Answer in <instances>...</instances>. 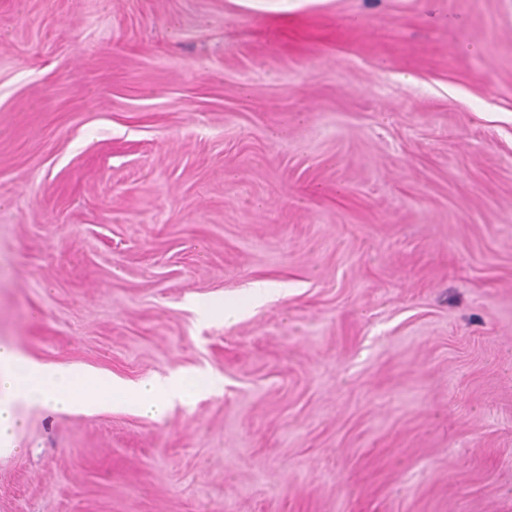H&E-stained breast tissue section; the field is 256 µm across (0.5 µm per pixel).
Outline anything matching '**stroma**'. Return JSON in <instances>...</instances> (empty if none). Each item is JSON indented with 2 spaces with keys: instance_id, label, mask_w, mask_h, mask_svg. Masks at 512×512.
Listing matches in <instances>:
<instances>
[{
  "instance_id": "1",
  "label": "stroma",
  "mask_w": 512,
  "mask_h": 512,
  "mask_svg": "<svg viewBox=\"0 0 512 512\" xmlns=\"http://www.w3.org/2000/svg\"><path fill=\"white\" fill-rule=\"evenodd\" d=\"M0 342L222 383L0 512H512V0H0Z\"/></svg>"
}]
</instances>
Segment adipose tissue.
Returning <instances> with one entry per match:
<instances>
[{
	"label": "adipose tissue",
	"instance_id": "adipose-tissue-1",
	"mask_svg": "<svg viewBox=\"0 0 512 512\" xmlns=\"http://www.w3.org/2000/svg\"><path fill=\"white\" fill-rule=\"evenodd\" d=\"M217 388L207 375L182 371L132 383L89 368L42 363L0 343V446L12 445L20 403L85 415L123 409L159 418L174 403L212 394Z\"/></svg>",
	"mask_w": 512,
	"mask_h": 512
}]
</instances>
